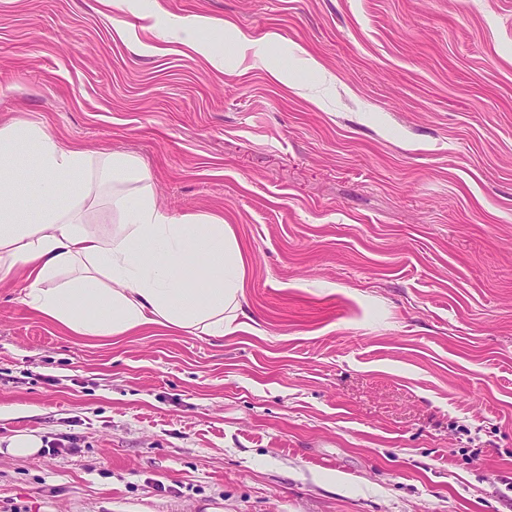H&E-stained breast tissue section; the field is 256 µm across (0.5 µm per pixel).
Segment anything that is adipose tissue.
<instances>
[{
  "instance_id": "1",
  "label": "adipose tissue",
  "mask_w": 512,
  "mask_h": 512,
  "mask_svg": "<svg viewBox=\"0 0 512 512\" xmlns=\"http://www.w3.org/2000/svg\"><path fill=\"white\" fill-rule=\"evenodd\" d=\"M150 180L136 155H94L25 120L1 126L0 281L25 269L23 303L78 336L232 331L246 282L232 229L215 215H169ZM96 198L110 231L87 222Z\"/></svg>"
}]
</instances>
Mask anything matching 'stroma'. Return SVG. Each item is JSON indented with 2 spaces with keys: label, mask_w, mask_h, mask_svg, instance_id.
<instances>
[{
  "label": "stroma",
  "mask_w": 512,
  "mask_h": 512,
  "mask_svg": "<svg viewBox=\"0 0 512 512\" xmlns=\"http://www.w3.org/2000/svg\"><path fill=\"white\" fill-rule=\"evenodd\" d=\"M18 117L223 218L249 321L76 336L0 283L43 446L0 512H512V0H0ZM174 29L179 35L180 42L213 64L219 65L221 58L215 55L210 42L200 38V33L204 30H210L216 27L214 20L206 16H193L190 18H181L172 23Z\"/></svg>",
  "instance_id": "obj_1"
}]
</instances>
